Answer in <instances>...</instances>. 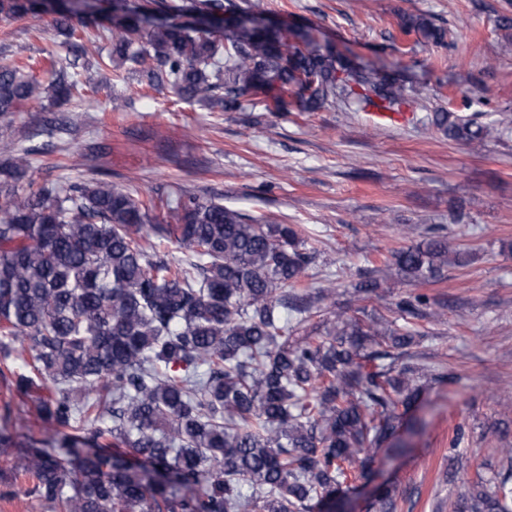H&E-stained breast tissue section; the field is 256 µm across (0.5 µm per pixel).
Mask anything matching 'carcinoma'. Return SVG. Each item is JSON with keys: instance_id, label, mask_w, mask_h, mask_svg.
<instances>
[{"instance_id": "1", "label": "carcinoma", "mask_w": 512, "mask_h": 512, "mask_svg": "<svg viewBox=\"0 0 512 512\" xmlns=\"http://www.w3.org/2000/svg\"><path fill=\"white\" fill-rule=\"evenodd\" d=\"M0 0V17L54 14L69 54L106 58L138 85L169 87L217 112L263 96L269 112H400L418 98L396 73L319 47L234 0ZM421 44L446 30L426 15L401 22ZM110 43L102 55L101 40ZM45 83L30 64L0 63V114L30 129L0 138V361L52 439L21 438L0 416V456L34 478L27 494L52 512H336L341 486L395 438L420 393L419 369L391 361L414 332L394 321L332 314L318 337L290 331L335 295L298 287L314 253L286 224L247 217L186 193L141 196L105 178L23 185L33 139L58 129L49 97L71 99L78 73L50 60ZM429 123L480 146L512 129L438 110ZM162 212L167 223L156 224ZM184 252L149 251L150 233ZM436 232L393 252L409 280L437 279L449 262ZM399 316L430 306L424 294L393 303ZM492 486L477 476L452 512H512V448L500 449Z\"/></svg>"}]
</instances>
